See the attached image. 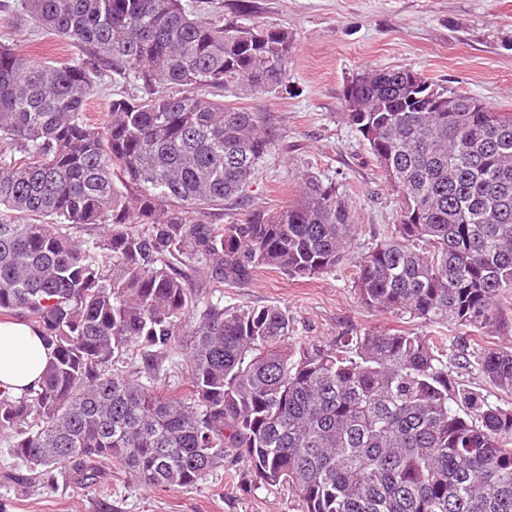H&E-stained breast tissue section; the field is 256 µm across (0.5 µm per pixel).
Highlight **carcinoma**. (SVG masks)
<instances>
[{
	"instance_id": "carcinoma-1",
	"label": "carcinoma",
	"mask_w": 512,
	"mask_h": 512,
	"mask_svg": "<svg viewBox=\"0 0 512 512\" xmlns=\"http://www.w3.org/2000/svg\"><path fill=\"white\" fill-rule=\"evenodd\" d=\"M37 27L78 49L35 63L0 43V315L32 324L52 360L22 397L0 389V433L31 471L93 489L113 462L148 488L192 487L226 449L305 512H512V346L473 347L512 295V115L406 70L356 75L346 113L398 194L391 235L353 259L346 193L212 222L243 202L276 137L216 99L241 82L288 87L275 27L217 25L181 0H27ZM101 125L85 108L103 72ZM141 83V94L129 90ZM102 224L81 240L72 230ZM355 260L361 304L463 335L369 329L291 344L276 306H224L262 268L308 280ZM187 392L157 391L184 323ZM147 368L149 381L132 370Z\"/></svg>"
}]
</instances>
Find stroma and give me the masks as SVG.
Wrapping results in <instances>:
<instances>
[{
	"label": "stroma",
	"mask_w": 512,
	"mask_h": 512,
	"mask_svg": "<svg viewBox=\"0 0 512 512\" xmlns=\"http://www.w3.org/2000/svg\"><path fill=\"white\" fill-rule=\"evenodd\" d=\"M219 24L271 25L291 40V92L257 93L239 84L226 103L261 113L277 145L248 189L249 207L299 199L305 175L346 189L359 226L354 255L387 237L396 196L358 132L346 120L348 80L366 68L409 67L448 93L512 113V0H202ZM0 40L43 62H65L67 40L41 31L21 0H0ZM356 268L297 282L270 270L225 288V305L277 306L302 339L328 341L347 330L424 331L417 319L369 310L352 288ZM0 437V512H303L284 488L252 481L243 461L225 459L198 484L166 490L134 483L102 464L103 485L84 490L63 477H32Z\"/></svg>",
	"instance_id": "35a3bbf8"
}]
</instances>
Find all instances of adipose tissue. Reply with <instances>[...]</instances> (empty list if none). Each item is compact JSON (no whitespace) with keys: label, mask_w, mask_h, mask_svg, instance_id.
<instances>
[{"label":"adipose tissue","mask_w":512,"mask_h":512,"mask_svg":"<svg viewBox=\"0 0 512 512\" xmlns=\"http://www.w3.org/2000/svg\"><path fill=\"white\" fill-rule=\"evenodd\" d=\"M51 359L38 333L22 321L0 322V389L23 396L37 387Z\"/></svg>","instance_id":"adipose-tissue-1"}]
</instances>
